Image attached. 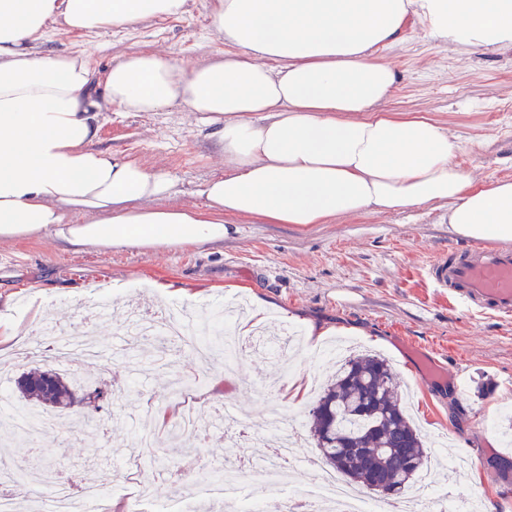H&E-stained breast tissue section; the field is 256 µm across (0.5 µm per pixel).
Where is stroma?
Returning a JSON list of instances; mask_svg holds the SVG:
<instances>
[{"instance_id": "stroma-1", "label": "stroma", "mask_w": 512, "mask_h": 512, "mask_svg": "<svg viewBox=\"0 0 512 512\" xmlns=\"http://www.w3.org/2000/svg\"><path fill=\"white\" fill-rule=\"evenodd\" d=\"M216 0H186L182 13L148 18L127 28L94 34L51 33L45 53L88 56L97 73L138 53L158 55L179 67L222 58L227 46L212 26ZM382 55L399 81L385 108L399 116L432 117L454 137L456 163L477 181L512 179V48L472 51L448 45L413 28ZM95 149L135 157L146 169L173 180L175 205L198 203L202 184L224 173V151L203 127L200 115L181 107L163 112L106 111ZM238 234L224 241L149 251L76 250L45 236L0 243V316L12 320L20 337L47 322L85 321L107 357L104 363L57 365L74 376L79 388L104 391L103 399L64 410L63 419L86 416L95 426L93 442H80L71 429L49 430L38 443L15 441L0 447L9 462L27 465L31 476L14 493L22 512L39 485L32 473L50 467L79 484L94 471H113L126 481L128 494L114 495L116 512H128V495L148 485L143 500L169 501L174 512L187 503L185 487L204 492L211 467L238 460L258 461L264 449L251 446L237 430L219 425L225 403L263 417L267 398L287 403L292 383L305 392L294 409L303 439L297 456L317 458L308 435V410L337 370L312 349L307 324L333 327L350 338L357 352H377L390 362L403 399L409 400L422 436L447 440L448 455L481 454L479 467L452 473L448 483L456 499L477 500L479 512H512V477L502 478L491 462L512 461V432H491L488 420L512 403V319L479 315L434 288L429 262L439 253L465 245L448 229V206L427 203L400 211L339 217L327 224H266L237 219ZM259 298L268 304L260 329L277 337L288 328L301 336L302 350L291 367L262 352L244 354L226 369L221 353L209 360L172 352L156 364L155 344L133 339L130 351L143 362L131 378L124 359L115 356L128 312L163 313L178 304L189 312L236 300ZM95 300L102 314L86 315ZM422 346L460 366L458 379L432 382L420 377L413 351ZM200 382L192 403L213 430L197 447L198 465L190 473L175 466L150 467L134 444V433L155 427L157 409L174 403V381Z\"/></svg>"}]
</instances>
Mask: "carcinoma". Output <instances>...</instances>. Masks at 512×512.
<instances>
[{"label": "carcinoma", "mask_w": 512, "mask_h": 512, "mask_svg": "<svg viewBox=\"0 0 512 512\" xmlns=\"http://www.w3.org/2000/svg\"><path fill=\"white\" fill-rule=\"evenodd\" d=\"M17 390L25 401L56 409L68 407L72 397L68 383L52 369L22 374ZM362 412L376 419L375 431L358 441L336 436V421L356 429ZM309 415L319 454L348 484L366 489L370 474L377 471L393 480L392 496L397 497L430 464V452L406 416L391 368L380 356L361 354L346 360Z\"/></svg>", "instance_id": "obj_1"}]
</instances>
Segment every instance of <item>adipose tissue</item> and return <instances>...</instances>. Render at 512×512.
<instances>
[{
    "label": "adipose tissue",
    "instance_id": "ef3b65f1",
    "mask_svg": "<svg viewBox=\"0 0 512 512\" xmlns=\"http://www.w3.org/2000/svg\"><path fill=\"white\" fill-rule=\"evenodd\" d=\"M184 5L0 0V242L171 248L223 241L236 217L305 226L430 202L447 203L455 235L512 242V180L475 183L442 126L385 111L399 76L380 55L412 18L453 45L512 46V0H217L223 60L180 69L135 54L99 92L86 57L35 52L53 30L124 28ZM176 104L217 126L224 150L199 205L172 204L166 174L91 147L103 111ZM69 211L92 218L68 224Z\"/></svg>",
    "mask_w": 512,
    "mask_h": 512
}]
</instances>
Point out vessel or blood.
<instances>
[{"mask_svg": "<svg viewBox=\"0 0 512 512\" xmlns=\"http://www.w3.org/2000/svg\"><path fill=\"white\" fill-rule=\"evenodd\" d=\"M435 287L480 313L512 316V248L474 245L430 262Z\"/></svg>", "mask_w": 512, "mask_h": 512, "instance_id": "vessel-or-blood-1", "label": "vessel or blood"}]
</instances>
